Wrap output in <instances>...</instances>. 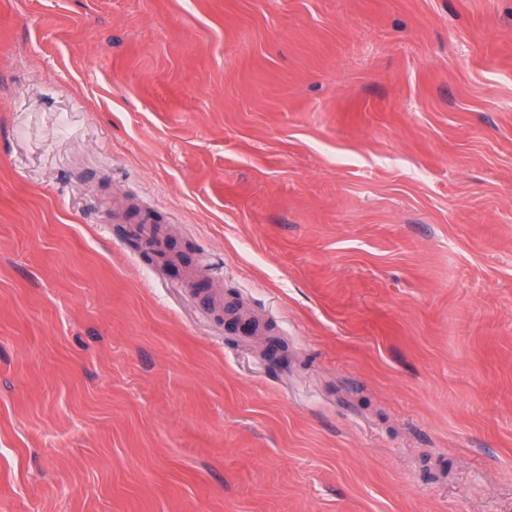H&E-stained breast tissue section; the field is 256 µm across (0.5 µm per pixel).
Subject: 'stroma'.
I'll use <instances>...</instances> for the list:
<instances>
[{
	"mask_svg": "<svg viewBox=\"0 0 512 512\" xmlns=\"http://www.w3.org/2000/svg\"><path fill=\"white\" fill-rule=\"evenodd\" d=\"M0 512H512V0H0Z\"/></svg>",
	"mask_w": 512,
	"mask_h": 512,
	"instance_id": "35a3bbf8",
	"label": "stroma"
}]
</instances>
